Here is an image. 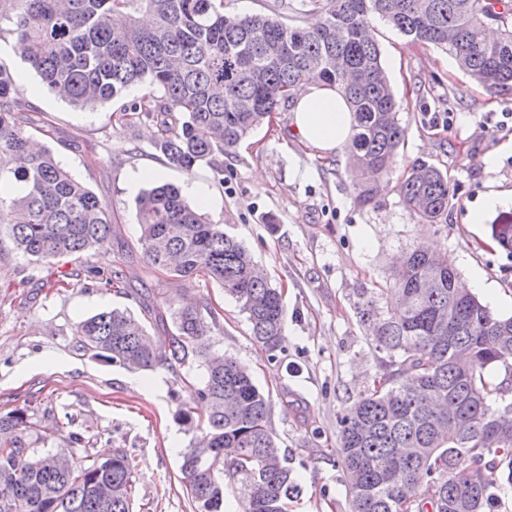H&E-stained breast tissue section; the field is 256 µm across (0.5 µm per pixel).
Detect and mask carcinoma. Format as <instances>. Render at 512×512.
Listing matches in <instances>:
<instances>
[{
	"mask_svg": "<svg viewBox=\"0 0 512 512\" xmlns=\"http://www.w3.org/2000/svg\"><path fill=\"white\" fill-rule=\"evenodd\" d=\"M311 16L290 25L282 12ZM152 17L144 27L138 15ZM11 14L23 59L51 93L79 105L112 102L127 88L148 92L124 108L156 122L155 148L191 172L234 150L295 86L316 79L341 92L356 126L346 147L354 171L377 174L393 162L400 126L380 49L367 35L387 22L413 44L448 51L459 68L491 93H512V0H281L272 14L224 13V0H0ZM498 37L487 40L486 28ZM28 111L0 65V158L24 186L0 197V224L31 260L53 264L108 244V206L76 180L52 151L31 147L22 127ZM405 205L435 222L448 211L450 186L440 169L421 163L400 185ZM142 253L148 265L177 278L203 276L235 297L253 338L283 351V293L256 274L246 248L206 220L164 183L137 199ZM512 216L491 225L512 254ZM386 312L372 328L375 348L393 371L350 401L338 419V454L351 512H485L502 484L512 485V405L488 404L484 369L512 357V317H501L458 287L448 255L410 250L396 267ZM167 330L159 345L142 319L126 310L98 312L76 324L79 349L134 370L163 360L186 366L204 356L199 414L178 410L192 432L181 471L195 512H224V464L241 484L244 512H288L300 493L270 426V396L235 359L202 354L198 341L217 323L208 309L144 308ZM61 429L31 431L28 413L0 415V512H132L133 466L127 453L101 460L85 436L69 445L84 456L68 469L37 453Z\"/></svg>",
	"mask_w": 512,
	"mask_h": 512,
	"instance_id": "cac0c4a2",
	"label": "carcinoma"
}]
</instances>
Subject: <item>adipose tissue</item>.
Instances as JSON below:
<instances>
[{"label": "adipose tissue", "instance_id": "adipose-tissue-1", "mask_svg": "<svg viewBox=\"0 0 512 512\" xmlns=\"http://www.w3.org/2000/svg\"><path fill=\"white\" fill-rule=\"evenodd\" d=\"M289 125L300 142L330 155L346 148L354 132V116L342 93L306 80L293 93Z\"/></svg>", "mask_w": 512, "mask_h": 512}]
</instances>
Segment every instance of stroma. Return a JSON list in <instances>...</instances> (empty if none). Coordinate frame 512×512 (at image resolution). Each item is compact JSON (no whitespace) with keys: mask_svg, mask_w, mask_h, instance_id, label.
Wrapping results in <instances>:
<instances>
[{"mask_svg":"<svg viewBox=\"0 0 512 512\" xmlns=\"http://www.w3.org/2000/svg\"><path fill=\"white\" fill-rule=\"evenodd\" d=\"M12 29L0 20V63L15 95L43 121L27 133L108 205L112 237L105 248L58 258L48 268L17 252L8 225L0 224V414L23 408L36 427L57 423L98 432L96 457L123 450L132 460L133 512H192L181 473L192 434L176 412L193 404L205 368H195L190 386L181 367L160 364L134 373L84 355L73 329L105 309L139 315L148 303L207 304L220 318L205 350L247 366L272 397L271 426L302 488L288 512H350L336 453L337 419L388 365L359 310L369 300L384 307L396 259L431 242L447 252L462 281L483 280L475 291L483 304L512 316V255L494 241L490 223L467 222L484 192L512 191V95L489 93L448 51L408 43L386 22L374 21L405 137L391 167L375 177L380 192L368 199L361 194L367 178L353 175L347 153L322 155L291 137L285 105L219 157L223 177L204 164L185 172L155 149L152 121L123 112L148 84L94 108L61 100L23 60ZM488 156L493 166H486ZM421 162L447 173L451 188L448 211L433 224L419 222L399 192ZM147 168L162 183L202 186L210 196L204 215L223 224L283 288V352L270 355L255 342L235 298L207 278H176L143 260L137 194L128 184ZM116 269L119 287L100 288L98 274ZM51 272L67 276L69 287H49Z\"/></svg>","mask_w":512,"mask_h":512,"instance_id":"1","label":"stroma"}]
</instances>
